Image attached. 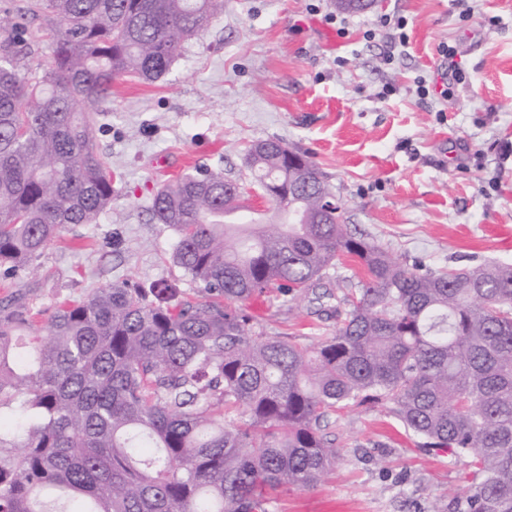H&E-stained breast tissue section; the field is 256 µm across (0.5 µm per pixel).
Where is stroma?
I'll return each instance as SVG.
<instances>
[{
	"instance_id": "1",
	"label": "stroma",
	"mask_w": 512,
	"mask_h": 512,
	"mask_svg": "<svg viewBox=\"0 0 512 512\" xmlns=\"http://www.w3.org/2000/svg\"><path fill=\"white\" fill-rule=\"evenodd\" d=\"M31 0H0V22L26 21L23 72L51 56L54 17ZM461 20L453 0H377L350 14L339 37L324 16L336 0H224L160 80L121 81L93 130L115 178L112 213L69 226L33 273L0 278V307L34 313L25 343L44 335L60 302L113 281L178 280L174 234L154 223L150 193L176 175L222 169L244 181L246 147L276 138L310 155L346 208L347 230L401 263L437 272L512 263V0H473ZM399 13L409 43L391 48L380 15ZM375 37H367V30ZM457 47L466 74L449 98L419 99L415 83L439 81L440 44ZM269 332L315 346L336 323L318 303L276 292L247 303ZM341 456L314 489L282 488L275 512H449L471 480L469 459L420 447L387 409L355 406L327 427Z\"/></svg>"
}]
</instances>
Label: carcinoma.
<instances>
[{
  "mask_svg": "<svg viewBox=\"0 0 512 512\" xmlns=\"http://www.w3.org/2000/svg\"><path fill=\"white\" fill-rule=\"evenodd\" d=\"M224 0H36L58 20L53 54L19 69L26 28L0 32V269H33L70 225L112 209V165L94 142L127 76L161 78ZM277 140L246 148L250 185L302 191L299 224H226L236 182L196 170L155 188L151 220L195 288L115 282L59 305L26 352L24 306L0 309V512H270L284 486L312 489L340 457L329 418L386 406L422 447L467 455L452 512H512V263L422 273L347 232L317 165ZM345 255L359 286L316 292ZM314 295L335 333L309 348L252 323L272 290Z\"/></svg>",
  "mask_w": 512,
  "mask_h": 512,
  "instance_id": "obj_1",
  "label": "carcinoma"
}]
</instances>
